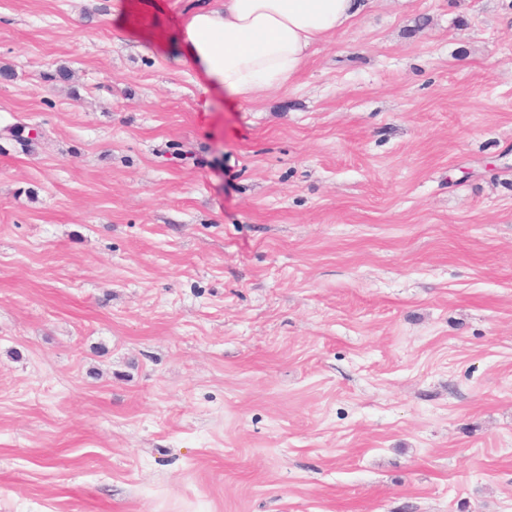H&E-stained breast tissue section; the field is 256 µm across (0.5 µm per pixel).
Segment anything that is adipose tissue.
Segmentation results:
<instances>
[{
    "label": "adipose tissue",
    "instance_id": "adipose-tissue-1",
    "mask_svg": "<svg viewBox=\"0 0 512 512\" xmlns=\"http://www.w3.org/2000/svg\"><path fill=\"white\" fill-rule=\"evenodd\" d=\"M361 0H208L178 28L181 62L203 93L239 104L286 86L317 43L341 34Z\"/></svg>",
    "mask_w": 512,
    "mask_h": 512
}]
</instances>
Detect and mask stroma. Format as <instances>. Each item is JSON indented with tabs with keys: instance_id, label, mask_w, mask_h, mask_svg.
I'll list each match as a JSON object with an SVG mask.
<instances>
[{
	"instance_id": "35a3bbf8",
	"label": "stroma",
	"mask_w": 512,
	"mask_h": 512,
	"mask_svg": "<svg viewBox=\"0 0 512 512\" xmlns=\"http://www.w3.org/2000/svg\"><path fill=\"white\" fill-rule=\"evenodd\" d=\"M128 2L0 0V512H512V0L243 106Z\"/></svg>"
}]
</instances>
